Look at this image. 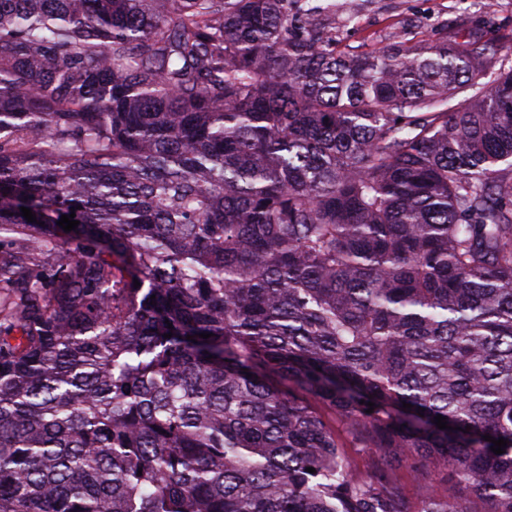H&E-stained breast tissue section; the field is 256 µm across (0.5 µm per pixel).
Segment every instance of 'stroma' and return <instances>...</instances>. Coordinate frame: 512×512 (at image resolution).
Masks as SVG:
<instances>
[{"instance_id": "35a3bbf8", "label": "stroma", "mask_w": 512, "mask_h": 512, "mask_svg": "<svg viewBox=\"0 0 512 512\" xmlns=\"http://www.w3.org/2000/svg\"><path fill=\"white\" fill-rule=\"evenodd\" d=\"M337 14L356 9L357 28L337 27L339 51L361 53L396 39L410 43L437 38L449 30L459 35L478 31L500 45L499 67L512 66V0H332Z\"/></svg>"}]
</instances>
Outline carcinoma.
I'll return each instance as SVG.
<instances>
[{
    "label": "carcinoma",
    "instance_id": "obj_1",
    "mask_svg": "<svg viewBox=\"0 0 512 512\" xmlns=\"http://www.w3.org/2000/svg\"><path fill=\"white\" fill-rule=\"evenodd\" d=\"M311 2L0 0V512H512V68Z\"/></svg>",
    "mask_w": 512,
    "mask_h": 512
}]
</instances>
